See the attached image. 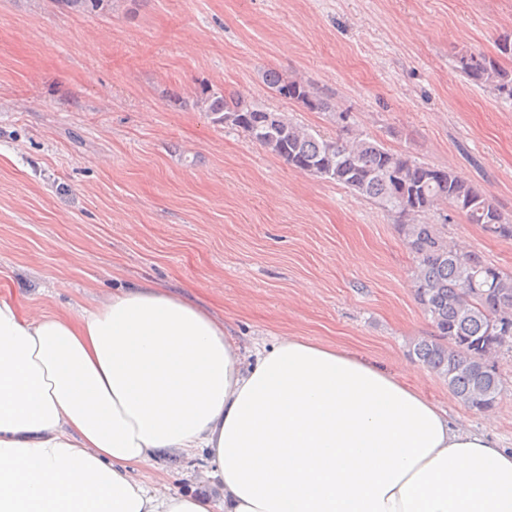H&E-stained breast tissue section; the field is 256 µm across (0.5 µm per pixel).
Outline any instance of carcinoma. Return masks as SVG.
Here are the masks:
<instances>
[{
  "label": "carcinoma",
  "instance_id": "cac0c4a2",
  "mask_svg": "<svg viewBox=\"0 0 512 512\" xmlns=\"http://www.w3.org/2000/svg\"><path fill=\"white\" fill-rule=\"evenodd\" d=\"M103 2L61 0L78 13L92 12ZM497 50L495 57L463 53L457 59L458 69L471 83L512 101V67L502 63L512 60V39H500ZM268 82L280 97L312 112L329 109L307 80L271 72ZM199 104L290 167L339 183L395 214L413 254L416 300L436 328V339L417 341L412 352L468 407L491 410L502 393L498 358L512 353V273L448 243L436 225L417 224L415 217L446 206L505 243L512 242V219L454 169L395 152L367 134L348 140L324 137L283 114L206 89Z\"/></svg>",
  "mask_w": 512,
  "mask_h": 512
}]
</instances>
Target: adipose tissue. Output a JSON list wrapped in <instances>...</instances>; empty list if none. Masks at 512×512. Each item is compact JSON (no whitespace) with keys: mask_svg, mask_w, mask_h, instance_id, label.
<instances>
[{"mask_svg":"<svg viewBox=\"0 0 512 512\" xmlns=\"http://www.w3.org/2000/svg\"><path fill=\"white\" fill-rule=\"evenodd\" d=\"M202 451L196 494L134 476ZM0 512H512V450L347 349L245 354L151 282L76 315L0 296Z\"/></svg>","mask_w":512,"mask_h":512,"instance_id":"ef3b65f1","label":"adipose tissue"}]
</instances>
